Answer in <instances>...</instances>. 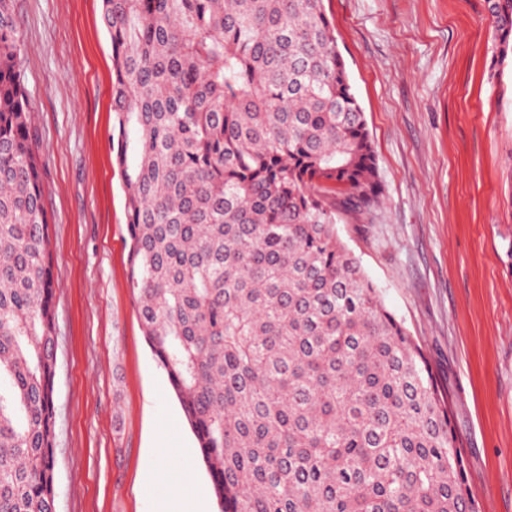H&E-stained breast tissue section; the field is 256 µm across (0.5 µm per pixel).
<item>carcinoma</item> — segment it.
I'll return each instance as SVG.
<instances>
[{"label": "carcinoma", "mask_w": 512, "mask_h": 512, "mask_svg": "<svg viewBox=\"0 0 512 512\" xmlns=\"http://www.w3.org/2000/svg\"><path fill=\"white\" fill-rule=\"evenodd\" d=\"M494 62L512 0H486ZM144 335L221 512H475L444 396L336 234L380 202L323 0H101ZM0 0V512H54L56 323Z\"/></svg>", "instance_id": "cac0c4a2"}]
</instances>
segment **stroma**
I'll list each match as a JSON object with an SVG mask.
<instances>
[{
	"label": "stroma",
	"mask_w": 512,
	"mask_h": 512,
	"mask_svg": "<svg viewBox=\"0 0 512 512\" xmlns=\"http://www.w3.org/2000/svg\"><path fill=\"white\" fill-rule=\"evenodd\" d=\"M323 7L383 191L336 232L446 389L477 512H512V65L489 75L485 0ZM15 21L51 218L55 509L156 512L210 477L129 284L101 0H15Z\"/></svg>",
	"instance_id": "1"
}]
</instances>
